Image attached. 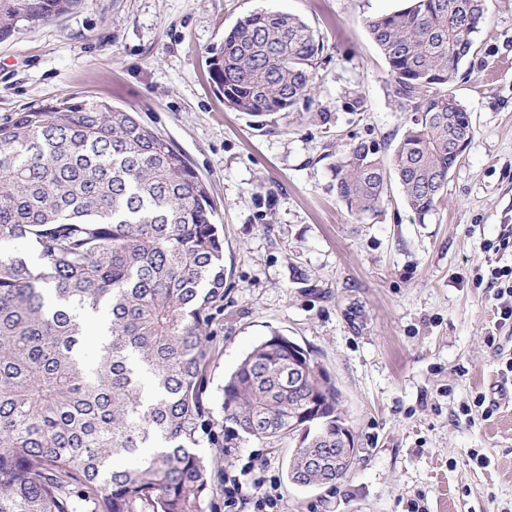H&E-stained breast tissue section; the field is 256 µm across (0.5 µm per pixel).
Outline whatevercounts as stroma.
I'll use <instances>...</instances> for the list:
<instances>
[{"instance_id":"stroma-1","label":"stroma","mask_w":512,"mask_h":512,"mask_svg":"<svg viewBox=\"0 0 512 512\" xmlns=\"http://www.w3.org/2000/svg\"><path fill=\"white\" fill-rule=\"evenodd\" d=\"M407 0H82L0 40V122L75 94L132 112L178 149L210 190L224 227L225 378L278 332L314 352L341 393L359 454L346 478L301 488L290 441L203 448L215 485L202 512H512V338L486 341L496 301L489 266H512V0H491L455 93L474 136L435 209L418 219L390 183L376 212L336 195L339 151L360 139L392 154L406 117L387 96L388 66L365 21ZM299 16L325 43L309 101L264 126L224 104L210 49L252 11ZM484 394L494 413L467 409ZM486 457L487 466L477 464Z\"/></svg>"}]
</instances>
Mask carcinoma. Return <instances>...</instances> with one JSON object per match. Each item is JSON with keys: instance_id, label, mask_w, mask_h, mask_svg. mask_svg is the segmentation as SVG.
I'll use <instances>...</instances> for the list:
<instances>
[{"instance_id": "obj_1", "label": "carcinoma", "mask_w": 512, "mask_h": 512, "mask_svg": "<svg viewBox=\"0 0 512 512\" xmlns=\"http://www.w3.org/2000/svg\"><path fill=\"white\" fill-rule=\"evenodd\" d=\"M80 4L0 0V38ZM488 17L489 0H411L367 20L407 117L392 155L362 139L337 157L348 211H376L393 179L419 219L435 208L462 159L448 112L467 110L448 90ZM324 48L294 15L250 12L212 48L210 80L236 112H288L308 99ZM222 323L224 236L207 185L170 142L74 95L0 123V512H200L215 492L202 442L288 438L279 333L245 354L213 418ZM307 387L319 419L336 422L335 383ZM320 448L296 447L288 478Z\"/></svg>"}]
</instances>
